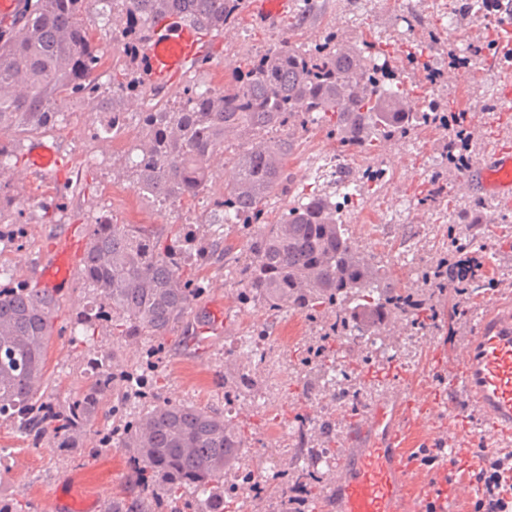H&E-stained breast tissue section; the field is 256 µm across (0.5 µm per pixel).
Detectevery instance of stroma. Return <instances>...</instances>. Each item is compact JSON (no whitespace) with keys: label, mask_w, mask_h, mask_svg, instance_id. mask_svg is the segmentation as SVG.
<instances>
[{"label":"stroma","mask_w":512,"mask_h":512,"mask_svg":"<svg viewBox=\"0 0 512 512\" xmlns=\"http://www.w3.org/2000/svg\"><path fill=\"white\" fill-rule=\"evenodd\" d=\"M459 3L460 0H418L416 10L402 18L396 12L394 0H315L314 9L307 14L301 11V0H294L291 11L274 28L264 26L246 8L234 22L225 25L222 33L204 36L206 63H188L180 85L160 90L158 98L168 107H179L183 83L203 89L222 88L225 76L240 55L264 54L286 39L308 47L324 41L333 32L346 35L366 15L372 22L373 37L389 51L392 66L403 84H414L416 79L415 73L404 71L398 59L401 43L410 40L427 47L431 62L442 71L443 80L434 89V97L457 100L462 108L475 114L488 99L499 97L502 86L512 77V67L480 60L475 64L476 75L451 80V58L465 54L468 45L475 41L494 38L503 20L499 9L490 8L486 11L488 26L474 24L471 16L459 12ZM452 9L457 12V23L450 34L446 27ZM99 100L96 93L68 100L63 120L54 128L41 131V138L53 143L66 162L58 173L48 179L38 175L25 177L20 167L6 173L27 202L20 218L25 229L23 239L16 245L0 244V269H6L13 277L36 281L52 241L66 235L85 236L88 226L102 217L120 224H145L158 229L174 224L204 235L213 202L223 194L224 177L231 172L229 159L250 146L249 139H229L223 154L212 161L221 177L210 191L183 207L162 206L139 196L121 176L124 153L137 136L138 125L129 124L110 142L96 139L105 119ZM448 134V129L423 124L405 141L381 142L359 151L350 171L360 177L366 171L379 170L383 176L377 183L366 185L364 202L349 203L340 214L358 250L381 258L393 284L405 290L418 286L411 259L448 257V240L452 237H474L480 243L478 255L486 277L494 281L493 287L463 296L449 289L434 301L440 311L451 303L463 307L466 314L461 323L451 326L442 319L424 331L407 327L385 342L391 356L388 382L405 377L407 386L423 400L446 397L448 379L443 374L444 366L452 359L462 336L482 315L488 314L489 303H512V223L498 221L501 213H512V202L486 198L491 223L478 227L453 223V208L471 198L485 196L480 188H464L461 181L465 171L448 163L443 150ZM335 147V141L319 125L311 124L300 131L287 161L297 189H334L332 179L313 181L309 173L322 153ZM437 169L444 174L447 194L441 202L429 198L432 175ZM48 210L55 212V223H45L43 214ZM201 274L207 278L209 288L200 309H207L216 299L224 301L220 311L223 341L205 353H194L188 349L186 338L197 327V320L179 326L162 345L154 393L163 400L230 413L232 420L246 423L253 435L242 465L261 476L275 471L288 474L296 446L292 422L300 409L331 423L338 434L352 414L350 408L330 403L321 395L303 402L288 388L289 378L300 372L293 361L295 351L317 345L321 326L298 314L276 316L259 305L240 306L236 284L225 276L223 266H205ZM89 298L90 292L81 278H73L56 319L58 331L50 342L47 375L54 397L61 403L68 399L85 367L84 357L90 347L72 341L70 327L76 312L86 307ZM257 326L268 327L270 331V352L279 368L277 379H270L253 356L232 346L236 337ZM230 366L252 372L253 391L225 394L224 374ZM0 448L8 451L0 461V498L26 501L30 512H41L43 502L60 488L94 498L100 512H106L113 499L137 494L128 483L130 453L119 445L101 449L92 458L66 457L59 454L51 439H43L34 446L11 423L0 422Z\"/></svg>","instance_id":"obj_1"}]
</instances>
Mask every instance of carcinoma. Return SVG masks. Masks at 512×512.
Wrapping results in <instances>:
<instances>
[{
  "label": "carcinoma",
  "instance_id": "carcinoma-1",
  "mask_svg": "<svg viewBox=\"0 0 512 512\" xmlns=\"http://www.w3.org/2000/svg\"><path fill=\"white\" fill-rule=\"evenodd\" d=\"M98 14L112 20V40L122 43L123 58L112 60V100H122L141 136L128 151L123 171L138 194L160 205H182L208 190L215 179L209 160L224 150L231 134H249L251 147L233 159L232 181L214 202L205 242H194L180 229L167 236L144 224L92 225L82 257V276L95 305L76 317L83 342L103 328L125 340L142 336L165 338L187 320L208 283L190 266L210 249L224 244V225L236 224L249 237L245 252L234 256L237 300L261 305L278 314L295 312L323 322L316 352L302 350L297 365L327 371L336 366L338 345L349 336L378 337L396 318L424 329L435 317L412 310L407 297L429 300L439 280L434 271L445 261L414 267L424 291L395 287L371 259L360 260L341 224L342 203L313 192L291 193L286 170L296 131L320 124L337 150L350 154L370 144V134L385 141L405 139L421 121L463 129L465 110L435 99L424 108L404 110V91L384 59L366 62L361 46L329 48L336 39L299 48L280 46L263 55H247L230 69L222 89L186 85L185 100L176 110L147 99L144 80L134 68L138 49L156 17L167 11L212 33L238 14L242 0H22L10 30L0 32V132L34 133L62 120L61 105L77 94L99 87L104 51L83 21L91 2ZM413 70L430 69L429 59L411 46L402 52ZM467 56L512 63L494 39L468 48ZM288 129L272 140L263 132ZM289 195L288 207L268 221V198ZM21 197L11 184L0 182V224L21 215ZM458 224H486L482 200L471 199L456 213ZM60 295L33 288L24 279L0 285V420L13 423L34 440L53 437L55 447L69 455L82 447L100 412V400L114 404L107 416L122 418L117 442L130 449L131 477L142 489L134 500L112 502L108 512H234L237 491L250 472L241 469L247 449L245 431L224 414L193 404L158 401L142 404L135 415L127 407L153 380L155 351L147 362L125 369L103 366L85 373L81 385L64 403L46 397L48 347L61 308ZM321 434V451L336 456V436L329 425L298 417L295 438L304 446L309 431ZM292 485L253 483L256 499L275 496L288 512L293 494L312 497L318 481L303 468Z\"/></svg>",
  "mask_w": 512,
  "mask_h": 512
}]
</instances>
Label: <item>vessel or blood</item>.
<instances>
[{
	"label": "vessel or blood",
	"mask_w": 512,
	"mask_h": 512,
	"mask_svg": "<svg viewBox=\"0 0 512 512\" xmlns=\"http://www.w3.org/2000/svg\"><path fill=\"white\" fill-rule=\"evenodd\" d=\"M201 49L202 35L192 24L156 22L142 55L151 84L172 86ZM27 159L31 172L48 174L59 165L55 146L45 141L34 143ZM467 182L495 198H512V147H497L472 161ZM76 269L73 240L59 238L39 270L41 285L64 292ZM448 374L451 399L464 402L467 415L484 422L488 442L512 436V309L485 315L468 332ZM436 410L433 404L419 405L413 390L393 387L357 413L345 430L352 447L341 449L328 467L337 512H407V479L414 464L404 450L406 436L412 425L431 419ZM94 509V501L72 494H54L44 503V512Z\"/></svg>",
	"instance_id": "1"
}]
</instances>
